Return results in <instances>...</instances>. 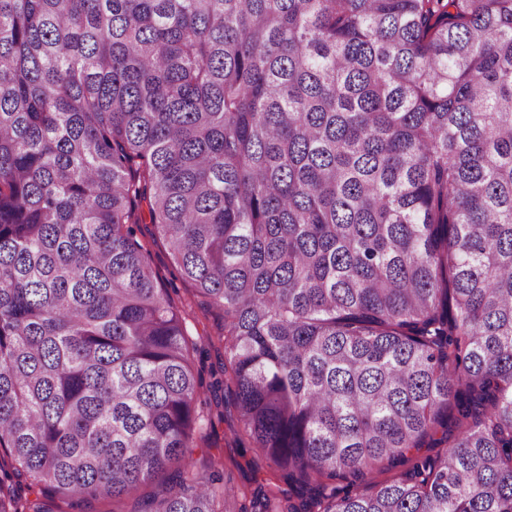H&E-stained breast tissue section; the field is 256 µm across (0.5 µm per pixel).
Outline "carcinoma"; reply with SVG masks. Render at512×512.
<instances>
[{
    "instance_id": "cac0c4a2",
    "label": "carcinoma",
    "mask_w": 512,
    "mask_h": 512,
    "mask_svg": "<svg viewBox=\"0 0 512 512\" xmlns=\"http://www.w3.org/2000/svg\"><path fill=\"white\" fill-rule=\"evenodd\" d=\"M144 214L286 487L194 470ZM171 468L142 512H512V0H0V512Z\"/></svg>"
}]
</instances>
